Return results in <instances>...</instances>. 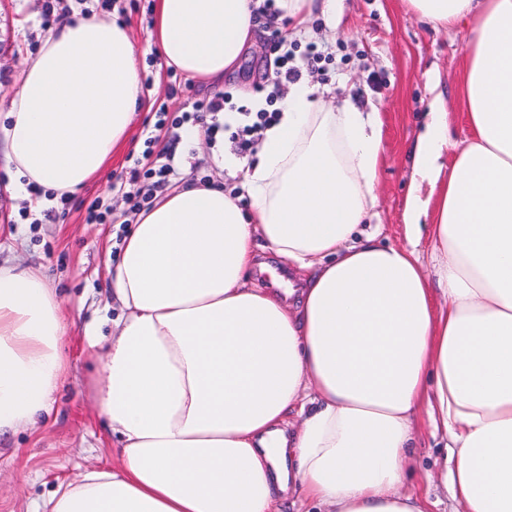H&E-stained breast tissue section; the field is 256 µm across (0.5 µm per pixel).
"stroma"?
Wrapping results in <instances>:
<instances>
[{"mask_svg": "<svg viewBox=\"0 0 512 512\" xmlns=\"http://www.w3.org/2000/svg\"><path fill=\"white\" fill-rule=\"evenodd\" d=\"M155 0H114L112 11L128 26L134 42L147 47L142 64L152 95L136 118L127 145L94 181L73 195L66 205L48 207L45 215L29 220L25 207L8 189V176L0 163V263L25 267L42 265L63 300L69 324L64 350L69 359L66 381L55 394L52 410L35 427L0 437V512H34L58 488L96 466L116 467L119 455L112 437L88 391L94 364L85 348L84 329L92 320L115 318L117 309H103L99 293L106 280V257L117 253L132 214L119 189L120 175L143 150V140L159 107L170 116L192 111L196 102L224 96L230 108H249L250 96L267 97L266 73L277 55L275 37L289 28L288 21L259 25L255 42L234 72L208 87L179 72L170 71L152 37ZM43 0H0V109H5L17 84L23 61L34 54L48 29L42 24ZM313 31L294 36L298 46L309 42L331 48L333 57L315 81L332 95L364 104L380 102L382 151L376 182L378 206L370 221L383 242L407 246L403 219L412 185L411 146L436 96L448 105L452 138L467 133L460 98L469 22L452 30L433 29L415 13L407 0H344L337 28L314 19ZM177 95H170V85ZM112 208L107 224L86 221V207L94 198ZM260 264L250 280L280 294L299 288L298 272L273 251L260 249ZM418 446L409 459L406 492L429 497L430 512H457L459 505L442 482L428 483V474L444 464L445 449L432 435L427 416L415 424Z\"/></svg>", "mask_w": 512, "mask_h": 512, "instance_id": "obj_1", "label": "stroma"}]
</instances>
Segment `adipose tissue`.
<instances>
[{"mask_svg":"<svg viewBox=\"0 0 512 512\" xmlns=\"http://www.w3.org/2000/svg\"><path fill=\"white\" fill-rule=\"evenodd\" d=\"M437 28L472 24L462 92L469 134L435 99L410 192L409 239L430 218L436 260L379 243L377 106L332 105L289 84L250 161L210 144L241 193L186 184L141 212L108 266L112 332L86 328L88 387L121 454L61 486L42 512H428L403 489L427 415L450 455L442 478L465 512H512V0H409ZM262 0H156L165 63L207 84L253 40ZM304 30L336 27L342 0H276ZM119 18L50 31L26 58L0 155L16 199L40 210L97 177L145 101ZM451 153L452 164L442 160ZM249 207H242V198ZM269 247L308 276L295 305L249 287ZM62 301L37 267L0 265V433L37 424L67 373Z\"/></svg>","mask_w":512,"mask_h":512,"instance_id":"ef3b65f1","label":"adipose tissue"}]
</instances>
